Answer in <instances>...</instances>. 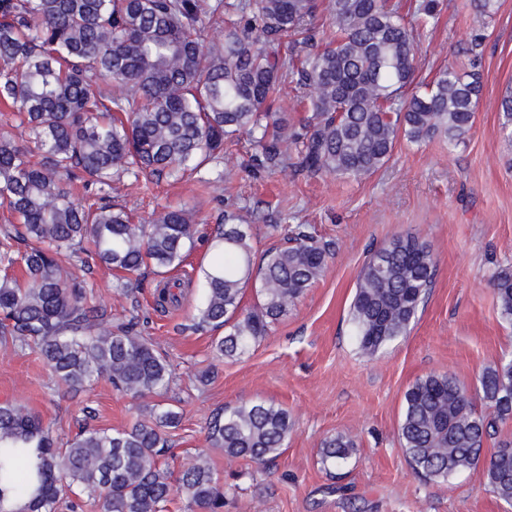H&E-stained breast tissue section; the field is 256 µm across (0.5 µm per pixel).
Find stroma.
Instances as JSON below:
<instances>
[{
	"instance_id": "stroma-1",
	"label": "stroma",
	"mask_w": 512,
	"mask_h": 512,
	"mask_svg": "<svg viewBox=\"0 0 512 512\" xmlns=\"http://www.w3.org/2000/svg\"><path fill=\"white\" fill-rule=\"evenodd\" d=\"M438 3L437 27L416 38L418 77L431 80L448 65L479 73L482 94L464 142L398 140L385 167L356 181L293 165L272 174L257 169L242 135L224 146L220 183L142 174L112 185V203L126 207L135 222L165 207L195 215L198 241L172 273L186 283L178 308L155 307L158 278L149 267L126 291L103 267L88 279L106 319L132 321L170 361L173 380L163 400L183 414L170 432L175 460L209 454L216 477L232 488L224 512H512L488 492L482 468L429 482L413 472L400 446L404 393L416 379L447 373L471 390L486 368L512 354V326L500 319L490 282L498 267L512 264V144L500 131L499 107L512 93V0H499L490 18L470 0ZM477 38L475 59L470 48ZM235 208L248 212L256 250L275 244L273 225L308 224L331 242L333 256L324 277L265 340L241 358L220 359L216 332L192 331L190 317L203 299L213 230ZM400 234L430 244L437 276L407 334L368 359L353 336L349 305L369 256ZM205 372L210 379L203 383ZM5 400L39 413L64 441L87 423L122 429L143 415L141 401L104 378L62 394L35 351L0 336ZM258 400L287 408L294 421L287 448L266 469L224 456L206 440L213 414ZM338 433L353 438L356 451L328 474L318 450Z\"/></svg>"
}]
</instances>
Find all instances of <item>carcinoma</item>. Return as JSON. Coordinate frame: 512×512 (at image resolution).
<instances>
[{
  "mask_svg": "<svg viewBox=\"0 0 512 512\" xmlns=\"http://www.w3.org/2000/svg\"><path fill=\"white\" fill-rule=\"evenodd\" d=\"M227 14L224 40L205 38ZM335 29L317 44L318 16ZM439 22L437 0H416L411 16L391 0H0V103L16 111L30 145L0 133V205L16 220L0 232V334L34 347L70 391L100 377L138 400L163 396L171 364L128 322L100 327L83 272L94 261L116 287L151 267L156 304L179 306L180 267L195 236L194 214L162 210L147 224L105 200L112 182L148 172L177 179L218 162L224 140L249 136L252 161L275 171L295 152L301 170L361 179L390 160L399 137L419 145L441 135L457 145L471 131L479 74L452 67L417 81L415 32ZM308 91L310 119L297 130L290 113L266 107L284 84ZM512 141V95L500 102ZM39 155L38 162L31 161ZM283 243L254 262L252 225L224 215L196 331L224 329L216 357H241L262 342L326 273L331 245L304 224L273 226ZM89 241L94 250L84 251ZM437 260L416 236L397 235L357 277L350 304L360 353L374 357L405 335L431 290ZM500 316L512 324V266L491 279ZM253 307L242 306L247 287ZM485 409L447 374L417 379L404 394L401 447L414 471L446 482L477 466L485 441L512 419V357L478 380ZM147 418L109 432L86 426L60 447L38 414L0 403V512H56L70 496L101 502L103 512H166L174 491L189 512H224V486L199 453L174 470L169 430L179 408L156 402ZM288 410L269 402L227 407L207 441L257 465L276 461L293 431ZM511 442L484 466L489 491L512 506ZM355 451L346 436L319 449L326 469Z\"/></svg>",
  "mask_w": 512,
  "mask_h": 512,
  "instance_id": "cac0c4a2",
  "label": "carcinoma"
}]
</instances>
